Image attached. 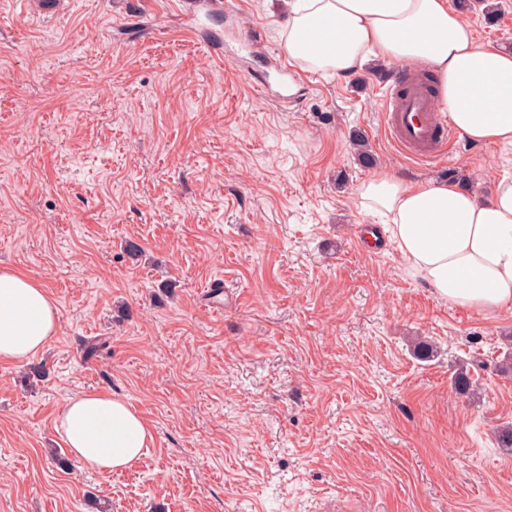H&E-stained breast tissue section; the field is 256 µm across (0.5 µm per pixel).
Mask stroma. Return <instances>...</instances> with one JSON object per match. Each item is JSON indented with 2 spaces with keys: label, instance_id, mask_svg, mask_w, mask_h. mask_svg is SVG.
Listing matches in <instances>:
<instances>
[{
  "label": "stroma",
  "instance_id": "1",
  "mask_svg": "<svg viewBox=\"0 0 512 512\" xmlns=\"http://www.w3.org/2000/svg\"><path fill=\"white\" fill-rule=\"evenodd\" d=\"M207 2L0 0V266L60 323L0 363V512H512V310L443 300L394 244L363 245L382 220L357 196L381 171L456 169L487 198L512 144L403 155L380 83L407 68L384 60L261 94L252 76L281 84L284 0ZM496 3L464 17L512 49ZM99 391L152 444L110 474L60 468L61 409Z\"/></svg>",
  "mask_w": 512,
  "mask_h": 512
}]
</instances>
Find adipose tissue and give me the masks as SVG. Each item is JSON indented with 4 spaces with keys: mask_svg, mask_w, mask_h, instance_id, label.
Returning a JSON list of instances; mask_svg holds the SVG:
<instances>
[{
    "mask_svg": "<svg viewBox=\"0 0 512 512\" xmlns=\"http://www.w3.org/2000/svg\"><path fill=\"white\" fill-rule=\"evenodd\" d=\"M282 36L289 60L305 71L345 76L376 57L429 67L455 127L477 144L512 142V50L477 45L447 0H295ZM357 192L439 297L479 310L512 309V176L497 180L485 199L453 183L388 172ZM59 328L45 288L0 268V362L38 356ZM55 429L81 466L99 474L137 464L153 439L140 412L111 393L70 397Z\"/></svg>",
    "mask_w": 512,
    "mask_h": 512,
    "instance_id": "ef3b65f1",
    "label": "adipose tissue"
}]
</instances>
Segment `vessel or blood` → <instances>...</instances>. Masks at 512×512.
I'll return each instance as SVG.
<instances>
[{"instance_id":"b4317fda","label":"vessel or blood","mask_w":512,"mask_h":512,"mask_svg":"<svg viewBox=\"0 0 512 512\" xmlns=\"http://www.w3.org/2000/svg\"><path fill=\"white\" fill-rule=\"evenodd\" d=\"M385 131L403 154L431 158L455 142L457 132L440 112L434 94L420 77L390 78L385 88Z\"/></svg>"}]
</instances>
